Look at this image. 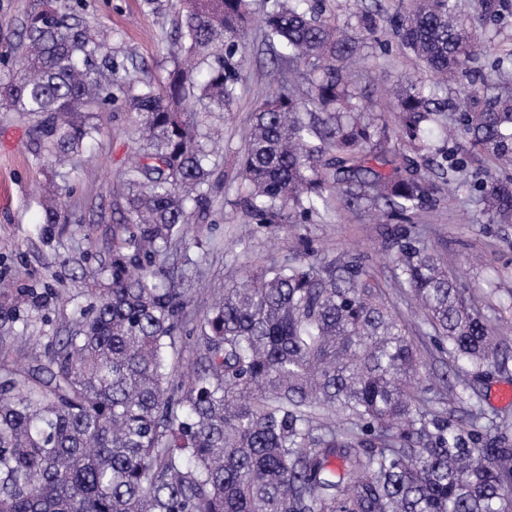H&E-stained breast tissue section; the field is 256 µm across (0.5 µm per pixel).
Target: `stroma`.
Wrapping results in <instances>:
<instances>
[{
    "label": "stroma",
    "instance_id": "obj_1",
    "mask_svg": "<svg viewBox=\"0 0 512 512\" xmlns=\"http://www.w3.org/2000/svg\"><path fill=\"white\" fill-rule=\"evenodd\" d=\"M85 4L87 26L110 31L131 77L163 87L180 0H163L156 13L143 0H85ZM243 55L231 112L210 114L202 105L193 107L200 131L222 128L224 152L213 159L215 222L187 225L166 255L171 276L193 287L184 331H191L212 299L239 281L246 270L290 260L293 245L302 240L321 259L362 253L375 283L404 320L427 372L440 376L448 369V357L433 345L430 328L410 290L395 283L387 243L391 235L404 232L418 237L449 272L466 282L469 303L495 308L498 316L500 367L471 397L459 399L445 385L434 386L428 393L434 408L467 423L472 407L480 406L512 435V404L497 399L502 387L512 386V224L483 223L478 203L458 190L442 196L437 206L417 214L406 226L376 223L369 214L334 199L326 211L302 224L250 223L238 204L244 188L232 163L244 148L254 108L270 92L273 51L261 28L250 31ZM421 75L420 67L395 40L385 57L366 49L348 69L350 80L374 112L386 108L390 85L405 76ZM33 125L31 118L0 109V280L12 287L11 293L0 295V376L31 368V356L42 355L52 337L67 335L77 310L95 301L106 285L117 221L125 206V180L138 159L136 115L121 108L103 114L96 141L72 159L68 178L72 192L65 198L69 221L48 224L44 200L34 186L53 179L54 173L43 163ZM16 289L29 294L27 305L15 306L12 292Z\"/></svg>",
    "mask_w": 512,
    "mask_h": 512
}]
</instances>
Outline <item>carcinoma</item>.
<instances>
[{"instance_id":"carcinoma-1","label":"carcinoma","mask_w":512,"mask_h":512,"mask_svg":"<svg viewBox=\"0 0 512 512\" xmlns=\"http://www.w3.org/2000/svg\"><path fill=\"white\" fill-rule=\"evenodd\" d=\"M53 0L31 12L0 108L37 118L46 163L95 140L122 101L139 118V163L111 279L47 363L0 379V512H512V443L433 410L406 325L369 281L363 258L294 261L248 271L196 328L199 366L168 386L166 365L190 289L160 257L211 215L210 112L236 98L254 24L278 47L273 89L237 160L255 224L306 220L333 193L347 206L410 224L438 199L430 175L512 224V50L492 51L512 0H396L382 15L352 0L347 19L321 0H188L163 89L135 88L105 31ZM393 35L434 81L405 79L388 112H368L345 66ZM314 105L316 111L308 110ZM495 168L468 172V148ZM390 166L382 172L370 162ZM47 224L68 219L48 189ZM396 279L421 305L448 374L466 389L499 365L492 317L418 239L400 235Z\"/></svg>"}]
</instances>
